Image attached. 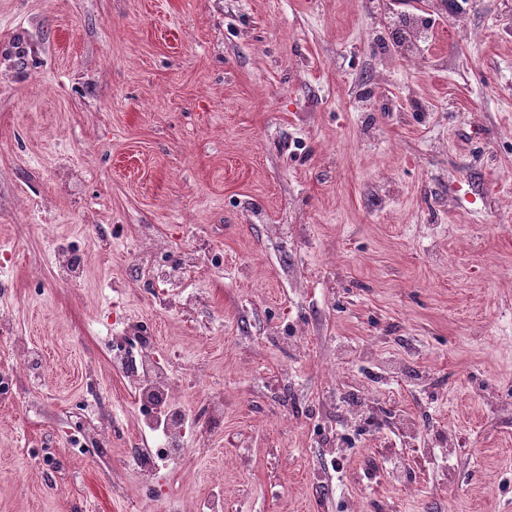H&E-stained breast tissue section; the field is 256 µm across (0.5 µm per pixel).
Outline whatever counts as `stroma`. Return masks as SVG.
Listing matches in <instances>:
<instances>
[{
  "mask_svg": "<svg viewBox=\"0 0 512 512\" xmlns=\"http://www.w3.org/2000/svg\"><path fill=\"white\" fill-rule=\"evenodd\" d=\"M1 305L0 512H512V0H0ZM428 26L422 22L415 26H406L401 30V38L404 43H407L411 47L410 59H416L420 56L418 48L422 43L427 40L428 37ZM112 360L121 365L138 393V403L161 404L168 407L169 412L162 419L143 421L152 433L154 448H140L133 456L132 462L144 480H152L156 469L154 455L162 451L170 455H180L184 438V417L181 411L173 406V390L175 382L169 370L161 364L150 349L148 343L142 340L140 352L132 355L125 351L114 350Z\"/></svg>",
  "mask_w": 512,
  "mask_h": 512,
  "instance_id": "stroma-1",
  "label": "stroma"
}]
</instances>
